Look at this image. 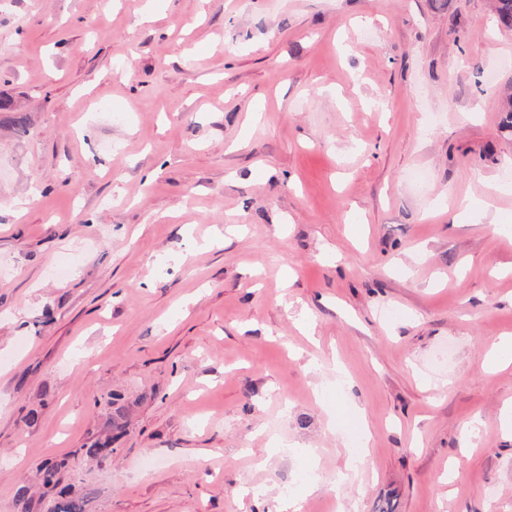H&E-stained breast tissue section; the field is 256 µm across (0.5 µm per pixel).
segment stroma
Wrapping results in <instances>:
<instances>
[{"label":"stroma","instance_id":"1","mask_svg":"<svg viewBox=\"0 0 512 512\" xmlns=\"http://www.w3.org/2000/svg\"><path fill=\"white\" fill-rule=\"evenodd\" d=\"M0 94V512H512L491 0H0ZM110 426L111 434L109 436L104 440H96L88 448H85V454L89 459L94 460L112 454V442L123 433L124 425L113 418L110 421ZM112 430L116 432L113 435Z\"/></svg>","mask_w":512,"mask_h":512}]
</instances>
